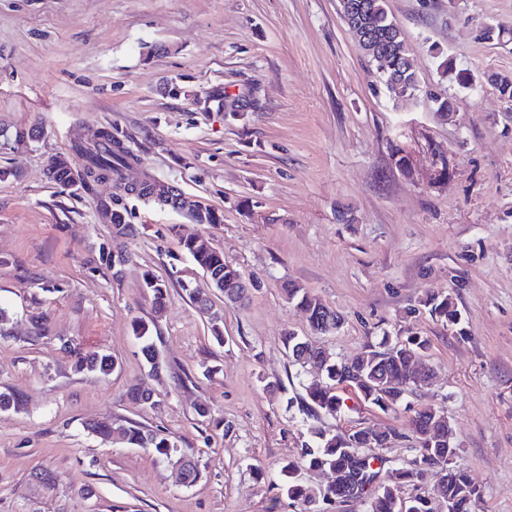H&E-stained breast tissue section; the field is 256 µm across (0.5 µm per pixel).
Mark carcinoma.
Instances as JSON below:
<instances>
[{"instance_id":"cac0c4a2","label":"carcinoma","mask_w":512,"mask_h":512,"mask_svg":"<svg viewBox=\"0 0 512 512\" xmlns=\"http://www.w3.org/2000/svg\"><path fill=\"white\" fill-rule=\"evenodd\" d=\"M371 27L381 33L384 47L399 65L384 69L371 61L388 91L398 98H410L418 91L417 73L410 65L412 48L403 31L392 18L386 0H368ZM75 160L55 155L48 158V179L68 187L80 181L87 188L94 183L110 180L118 191L157 205L180 208L186 205L182 193L174 185L159 180H145L136 188L122 182V172L137 161L117 134L109 129L101 131L93 143L78 142L73 146ZM188 215L198 224H218L220 216L206 205L188 208ZM180 246L200 270H209L211 276L222 282L217 291L235 296L231 304L243 303L249 287L241 284L237 269L224 263V252L215 248L203 235L178 236ZM100 259L112 277L121 276V265L115 262L112 246L100 248ZM145 288L153 296L156 308L166 300L168 283L152 275L144 278ZM181 290L209 314L211 336L219 344L224 343V318L211 311L209 300H200L201 292L189 283H182ZM288 300L296 302L307 315L312 329L320 334L336 331L342 318L324 306L305 289L291 285L287 288ZM429 312L435 319L447 325L459 321L453 301L444 296L431 294L426 299ZM132 331L141 344V354L152 363L157 351L150 324L143 320L132 323ZM284 343L292 359L302 366L318 369L312 380L301 382L303 393L287 399V406L298 407L303 414L308 440L302 444L301 456L310 469L336 472V483L314 490L302 480L301 467L293 462L282 465L275 484L288 498L300 500L309 506V512L322 502L329 506L354 500L366 506V512H438L435 502L425 496L405 500L401 490L419 481L422 474L436 469L441 474L438 500L448 503L449 512H471L473 503L481 497L480 489L469 475L457 465L461 448L454 442L448 416L439 407L428 406L414 412L407 421L406 431L399 434L412 437L414 456L405 465L382 475L383 459L379 450L399 436L395 433L377 432L357 428L344 434H330L315 421L322 416L336 417L343 413L346 404L340 392L352 386L359 397L382 411L394 409L432 376L433 366L425 361L427 339L421 336L382 337L378 346L368 348L359 356L338 360L326 349L317 347L292 333L284 336ZM78 372L92 371L108 375L114 370V360L106 353L76 355L74 362ZM90 432L107 441L119 436L129 445L150 448L159 457L170 459L178 452L177 444L167 435L137 423L114 427L104 422L87 424Z\"/></svg>"}]
</instances>
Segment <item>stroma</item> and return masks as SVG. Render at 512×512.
<instances>
[{"label":"stroma","instance_id":"1","mask_svg":"<svg viewBox=\"0 0 512 512\" xmlns=\"http://www.w3.org/2000/svg\"><path fill=\"white\" fill-rule=\"evenodd\" d=\"M387 6L414 49L410 100L388 92L339 0H0V391L19 401L0 411V512H305L272 481L304 441L286 399L307 371L288 332L340 359L384 335L427 338L434 374L404 405L384 412L347 390L345 412L321 424L402 434L415 410L442 407L481 490L475 512H512V101L490 81L512 79V41L487 34L512 27V0ZM215 89L244 115L195 105ZM106 127L137 157L124 181L175 184L221 217L196 224L124 199L133 230L117 280L99 262L112 227L98 203L114 183L64 188L44 171ZM31 129L37 138L16 141ZM174 224L253 284L242 306L208 289L223 344L181 290L204 279ZM147 273L169 285L159 315ZM50 282L61 292H44ZM291 284L342 328L312 332ZM430 294L452 298L458 325L429 315ZM138 318L156 323L160 373L132 335ZM94 352L117 369L75 371L76 354ZM200 402L210 418L197 417ZM91 421L167 434L196 460L197 482H182L176 460L97 438Z\"/></svg>","mask_w":512,"mask_h":512}]
</instances>
